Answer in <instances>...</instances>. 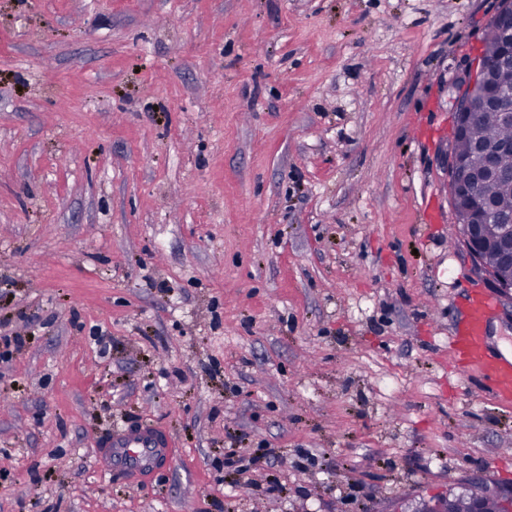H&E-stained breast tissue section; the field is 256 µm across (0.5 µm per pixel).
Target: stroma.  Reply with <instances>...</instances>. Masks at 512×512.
<instances>
[{
	"label": "stroma",
	"instance_id": "stroma-1",
	"mask_svg": "<svg viewBox=\"0 0 512 512\" xmlns=\"http://www.w3.org/2000/svg\"><path fill=\"white\" fill-rule=\"evenodd\" d=\"M497 6L0 0V512L512 488V403L448 348L479 280L442 164ZM142 419L172 460L103 470Z\"/></svg>",
	"mask_w": 512,
	"mask_h": 512
}]
</instances>
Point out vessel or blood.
<instances>
[{
    "mask_svg": "<svg viewBox=\"0 0 512 512\" xmlns=\"http://www.w3.org/2000/svg\"><path fill=\"white\" fill-rule=\"evenodd\" d=\"M497 304L498 298L491 291H471L466 317L449 336L448 346L466 353L471 369L488 382L492 395L508 403L512 401V359L487 348L488 318ZM173 446L170 436L150 421L127 423L101 438L99 461L104 467L140 476L167 462Z\"/></svg>",
    "mask_w": 512,
    "mask_h": 512,
    "instance_id": "vessel-or-blood-1",
    "label": "vessel or blood"
}]
</instances>
